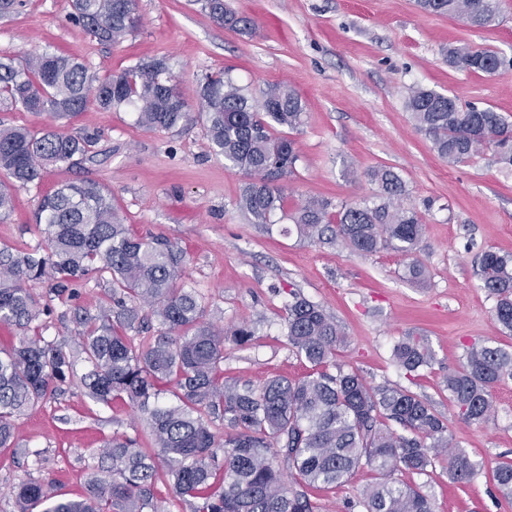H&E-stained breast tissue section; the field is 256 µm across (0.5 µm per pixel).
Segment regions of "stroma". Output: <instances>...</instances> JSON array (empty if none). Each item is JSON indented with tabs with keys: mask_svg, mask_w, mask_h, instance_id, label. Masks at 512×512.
<instances>
[{
	"mask_svg": "<svg viewBox=\"0 0 512 512\" xmlns=\"http://www.w3.org/2000/svg\"><path fill=\"white\" fill-rule=\"evenodd\" d=\"M225 2L253 20L252 34L217 25L191 0H138L141 25L118 45L84 34L70 0H29L21 14L0 21V51H59L101 78L143 58H166L192 115L179 129L154 133L138 127L133 112L105 111L92 100L69 121L0 103V126L90 133L99 150L93 160L49 167L40 182L15 187L13 211L0 219V246L37 244L29 230L34 213L61 184L101 182L132 234L163 236L184 251L181 283L199 294L211 322L255 328L248 346L225 341L226 377L257 384L309 372L282 335L294 290L344 324L349 343L337 363L373 386L410 387L448 419L474 460L491 467L512 459V380L495 388V416L485 427L459 421L442 385L464 345L489 339L512 350V336L498 330L495 300L476 273L481 251L512 255V170L489 149L448 165L407 107L412 89L423 87L492 106L512 122V68L489 76L454 69L445 57L449 44L467 42L512 58V0H503L498 25L486 30L422 12L415 0ZM220 69L250 92L288 85L306 105V121L294 134L300 157L288 182L289 208L309 198L369 201L377 191L370 170L386 165L401 175L409 190L405 204L425 224L417 252L423 280H407L406 257L391 249L365 255L338 243L311 244L286 219L265 227L248 223L235 207L245 177L212 152L203 127L199 80ZM408 333L428 337L435 352L431 369L412 380L391 360L394 344ZM145 431L138 412L122 401L98 404L61 385L21 418L18 447L0 451V512H15L18 485L33 477L57 481L67 497L84 496L93 449L114 434L139 438ZM446 467L438 460L426 485L435 512H512L488 479L477 477L462 489ZM375 477L363 466L344 485L320 491L322 512H344L346 501Z\"/></svg>",
	"mask_w": 512,
	"mask_h": 512,
	"instance_id": "35a3bbf8",
	"label": "stroma"
}]
</instances>
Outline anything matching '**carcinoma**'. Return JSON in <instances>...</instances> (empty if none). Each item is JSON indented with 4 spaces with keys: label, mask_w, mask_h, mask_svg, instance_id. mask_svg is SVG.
<instances>
[{
    "label": "carcinoma",
    "mask_w": 512,
    "mask_h": 512,
    "mask_svg": "<svg viewBox=\"0 0 512 512\" xmlns=\"http://www.w3.org/2000/svg\"><path fill=\"white\" fill-rule=\"evenodd\" d=\"M222 26L244 33L250 19L224 0H197ZM500 0H416L424 12L462 19L472 28L495 25ZM27 0H0V20L25 10ZM75 21L90 37L118 44L139 27L138 0H72ZM448 64L461 71L495 75L512 60L483 47L448 49ZM103 110L130 107L136 123L169 132L190 120L166 59L140 60L102 80L73 57L44 52L21 59L0 51V99L33 115L75 118L90 90ZM205 132L212 151L248 179L237 207L251 224L272 223L284 211L286 186L299 160L294 138L277 127L298 130L306 106L284 84L250 95L224 72L207 76L200 89ZM418 129L439 157L456 166L491 148L512 166V123L490 106L463 104L450 94L416 88L408 99ZM97 138L52 128H0V217L13 209L12 186L40 181L47 167L78 165L97 155ZM376 201L333 208L310 198L289 216L297 235L311 243L339 242L359 253L392 248L410 258L411 281L424 268L414 254L424 224L398 203L405 183L390 167L370 171ZM44 244L0 247V325L21 330L0 349V449L18 447L17 425L53 395L59 385L77 386L89 399H120L142 415L148 447L115 435L93 452L88 494L80 500L58 494L53 482L29 480L16 495L17 512H170L155 495L159 466L172 492L191 512H320L308 489L347 482L361 466L378 474L348 512H434L419 485L391 479L402 468L430 476L448 457V476L473 482L484 465L453 442L447 420L402 386L369 385L356 370L336 363L347 343L342 325L320 305L293 292L286 305L284 335L292 352L311 365L298 379L271 377L258 385L224 379V341L248 345V324L229 332L206 319L192 288L179 285L183 251L162 238L134 237L123 224L112 194L100 182L82 180L45 195L37 213ZM482 288L495 298L494 320L512 333V256L487 249L479 256ZM106 282L104 301L92 314L75 303L76 285ZM48 284L46 301L28 284ZM77 326V336L47 339L32 332L55 307ZM139 334L135 338L129 332ZM392 361L415 378L431 367L426 336L402 337ZM512 380V351L469 344L460 366L443 380L448 402L468 425L493 419L492 389ZM172 393L170 404L164 395ZM497 493L512 502V460L492 468Z\"/></svg>",
    "instance_id": "carcinoma-1"
}]
</instances>
